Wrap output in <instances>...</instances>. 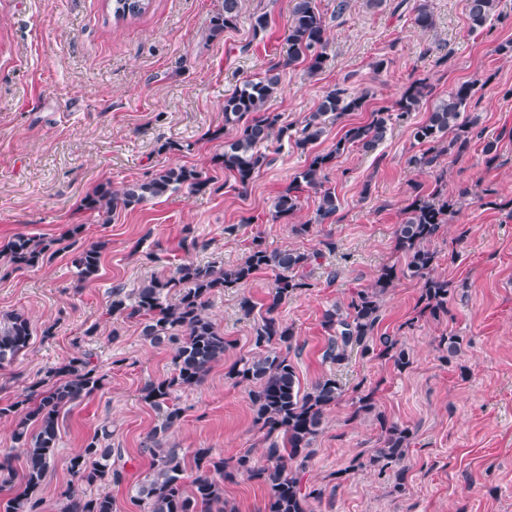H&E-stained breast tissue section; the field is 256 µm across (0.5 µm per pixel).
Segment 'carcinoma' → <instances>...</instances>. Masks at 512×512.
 <instances>
[{
    "instance_id": "cac0c4a2",
    "label": "carcinoma",
    "mask_w": 512,
    "mask_h": 512,
    "mask_svg": "<svg viewBox=\"0 0 512 512\" xmlns=\"http://www.w3.org/2000/svg\"><path fill=\"white\" fill-rule=\"evenodd\" d=\"M291 2L288 54L282 65L290 66L301 60L310 72H317L327 59L328 18L319 10L317 0ZM150 6L151 0L111 3L112 13L118 19L139 17ZM495 8L496 0H467L470 27H485ZM239 16V0H224V10L209 21L207 39H218L224 31L236 27ZM280 92L278 66L274 65L264 74L244 80L224 99V129H234L236 135L224 142V152L218 155V161L243 189L266 163L262 151L265 144L274 140L281 148L288 141L302 149L313 145L325 136L329 118L363 108L366 98L364 93L337 84L323 96L317 111L295 128L280 124V115L270 111L271 102ZM430 94L426 83L410 84L395 108L377 109L371 113L369 122L347 129L330 152L313 155L295 177L294 186L273 201V221L286 223L300 207L299 192L305 188L319 189L321 196L314 218L292 225V230L304 233L314 224L333 223L339 205L335 191L324 187L326 170L351 146L375 147L385 138L389 127L396 124L406 126L410 138L421 146L420 152L410 156L409 163L434 174L432 190L415 194L396 230V249L405 254V266L382 268L371 287L352 293L346 303L326 311L324 325L331 335L323 357L331 363L342 364L357 349L362 356L392 362L400 371L411 365L410 353L398 337L375 335L382 298L402 276L415 278L420 284V315L435 321L448 315L451 288L448 280L433 274L438 254L432 244L448 223V217L477 195L469 186L458 189L455 195L446 193L439 158L445 153H464L471 140L481 136L480 116L468 111L473 85L463 82L433 103L425 121H411L412 113L420 109ZM209 185L210 180L192 167H168L117 190L110 184L99 188L86 197L85 209L97 214L101 223L109 224L113 211L119 208L132 209L183 187L205 191ZM50 246L47 241L19 235L8 243L7 250L16 267H36L44 262ZM102 248L103 244L93 243L74 251L72 263L80 280H91L98 274ZM311 261L310 255L291 250L270 252L257 244L233 268L183 263L176 267L173 276L151 279L128 294L120 287L112 289V313L143 318V336L150 343L174 346V374L152 381L142 390L144 402L162 411L164 421L147 436L145 450L152 458L150 472L132 496L139 512H232L224 500V482L238 477L266 490V512H307L309 499L321 495L306 485L303 465L292 469L288 462L307 457L321 431L325 412L341 399L344 388L337 379L329 377L315 382L310 390L301 391L289 358L294 333L279 312L289 298L313 287L303 275ZM260 270H271L276 278L261 322L254 329L253 352L228 366L225 376L249 386L254 423L267 443V463L255 461L248 452L224 458L213 455L209 448H198L193 455L196 477L187 484L184 455L176 448L160 447L159 434L168 432L183 417V409L174 403V393L197 385L213 364L224 360L229 347L224 333L207 313L210 297L230 286L247 284ZM172 291L177 298L169 302L167 296ZM31 336V322L25 314L10 312L0 316V365L18 357L28 347ZM54 375L59 381L51 389L38 393L32 388L25 398L0 405V418H9L14 423L13 440L25 457L21 490L8 498L3 512H41L38 491L55 461L60 412L102 385V378L88 356L71 358L55 369ZM377 420L380 435L364 465L380 475L395 470L396 486L401 488L406 475L402 462L411 445V430L382 415ZM110 436L111 432L102 430V437H93L71 459L70 469L81 483L90 486L108 475L116 482L123 479V473L112 468V448L101 443ZM65 498L62 512H113L109 496L86 498L72 491Z\"/></svg>"
}]
</instances>
